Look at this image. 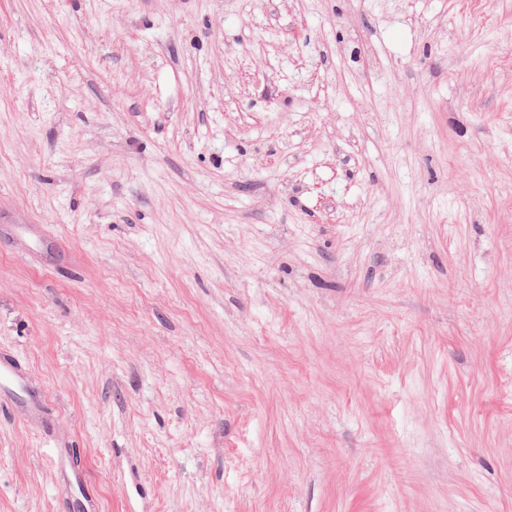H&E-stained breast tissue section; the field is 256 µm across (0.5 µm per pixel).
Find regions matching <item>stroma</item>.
<instances>
[{
  "instance_id": "obj_1",
  "label": "stroma",
  "mask_w": 512,
  "mask_h": 512,
  "mask_svg": "<svg viewBox=\"0 0 512 512\" xmlns=\"http://www.w3.org/2000/svg\"><path fill=\"white\" fill-rule=\"evenodd\" d=\"M510 44L512 0H0V512H512Z\"/></svg>"
}]
</instances>
